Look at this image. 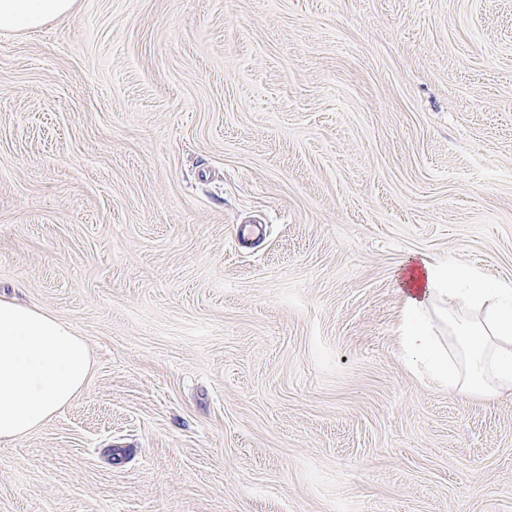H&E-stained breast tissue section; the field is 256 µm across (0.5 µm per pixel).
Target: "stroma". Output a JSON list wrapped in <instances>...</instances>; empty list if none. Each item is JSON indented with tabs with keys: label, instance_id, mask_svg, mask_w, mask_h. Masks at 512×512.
I'll return each mask as SVG.
<instances>
[{
	"label": "stroma",
	"instance_id": "1",
	"mask_svg": "<svg viewBox=\"0 0 512 512\" xmlns=\"http://www.w3.org/2000/svg\"><path fill=\"white\" fill-rule=\"evenodd\" d=\"M411 254L512 280V0L0 33V296L93 363L0 442V512H512V389L409 363Z\"/></svg>",
	"mask_w": 512,
	"mask_h": 512
}]
</instances>
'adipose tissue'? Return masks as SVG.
Segmentation results:
<instances>
[{
  "instance_id": "adipose-tissue-1",
  "label": "adipose tissue",
  "mask_w": 512,
  "mask_h": 512,
  "mask_svg": "<svg viewBox=\"0 0 512 512\" xmlns=\"http://www.w3.org/2000/svg\"><path fill=\"white\" fill-rule=\"evenodd\" d=\"M75 0H0V29L31 31L67 16ZM403 340L412 361L449 386L484 396L512 384V284L476 268L435 266L414 256L402 267ZM465 357L457 372L439 332ZM92 372L73 327L43 309L0 299V441L44 426L84 389Z\"/></svg>"
}]
</instances>
